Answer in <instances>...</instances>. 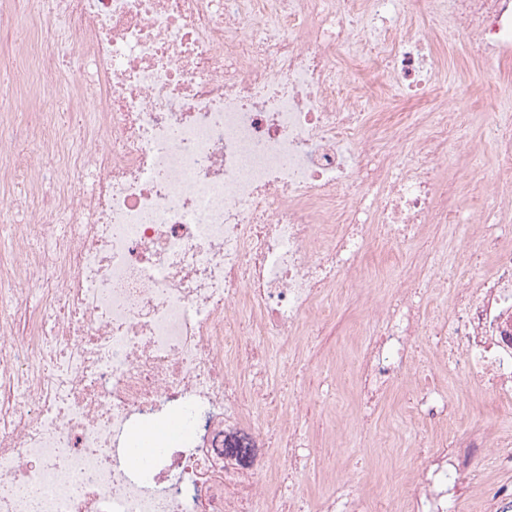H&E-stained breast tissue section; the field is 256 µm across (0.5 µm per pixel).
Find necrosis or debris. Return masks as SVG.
<instances>
[{"label":"necrosis or debris","instance_id":"necrosis-or-debris-1","mask_svg":"<svg viewBox=\"0 0 512 512\" xmlns=\"http://www.w3.org/2000/svg\"><path fill=\"white\" fill-rule=\"evenodd\" d=\"M427 3L422 28L403 0H0V512H449L477 449L512 463L511 436L477 429L428 450L394 509L350 479L315 502L290 485L323 449L297 381L333 295L426 225H479L492 272L404 264L360 392L426 335L512 404V227L448 204L470 147L437 49L451 29L512 67V0ZM344 56L380 64L379 95ZM424 90L440 101L384 116ZM488 115L511 176L512 120ZM428 282L454 289L429 329Z\"/></svg>","mask_w":512,"mask_h":512}]
</instances>
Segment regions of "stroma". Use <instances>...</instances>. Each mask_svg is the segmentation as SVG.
Here are the masks:
<instances>
[{"label":"stroma","instance_id":"35a3bbf8","mask_svg":"<svg viewBox=\"0 0 512 512\" xmlns=\"http://www.w3.org/2000/svg\"><path fill=\"white\" fill-rule=\"evenodd\" d=\"M440 50L446 59L448 74L464 73L469 77L466 89L458 90L453 102L468 113L465 128L468 139L476 147H483L484 111L494 100H512V75H499L492 66L476 60L462 42L446 39ZM447 176L455 181L460 202L472 208L482 207L487 196L503 180L488 156L463 172L458 167H450ZM397 263L377 250H369L362 262L367 274L364 287L357 289L350 298L336 300L337 311L350 325H357L366 318L364 299L369 289H384L392 284L398 272ZM417 355L421 360L432 362V377L456 411L453 424L456 435H467L478 425L512 430V409L499 405L472 387L464 367L448 370L425 341L419 342ZM420 381L418 371L403 368L367 410L362 407L356 387H340L335 404L326 406L317 401L320 391L317 372L307 371L301 381L302 389L316 403L313 416L305 421L308 430L322 439L326 436V423H335L336 478L341 481L347 474H356L357 491L365 498H374L391 485L400 493L410 492L424 463L423 449L441 445L436 436L441 428L439 422L414 423L401 413L405 400L418 392ZM473 467L476 478L472 489L461 500L459 512H488L493 489L512 488V466L502 462L488 448L478 453Z\"/></svg>","mask_w":512,"mask_h":512}]
</instances>
